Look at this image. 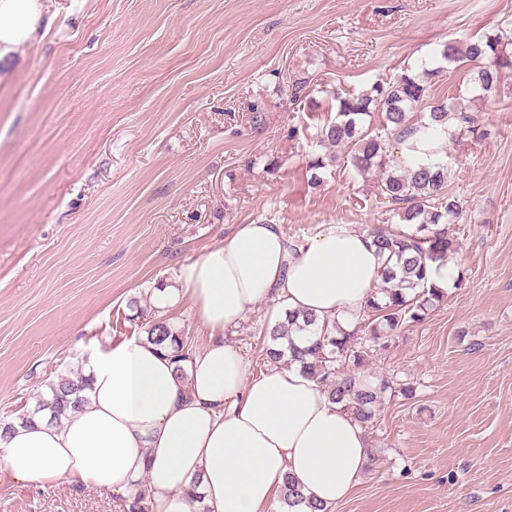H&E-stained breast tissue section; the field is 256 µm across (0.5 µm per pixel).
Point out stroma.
Here are the masks:
<instances>
[{
  "label": "stroma",
  "instance_id": "1",
  "mask_svg": "<svg viewBox=\"0 0 512 512\" xmlns=\"http://www.w3.org/2000/svg\"><path fill=\"white\" fill-rule=\"evenodd\" d=\"M56 21L0 84V423L58 376L139 334L155 304L237 224L293 243L324 224L391 228L375 174L307 155L335 93L419 69L436 45L507 36L512 0H49ZM309 78L308 101L292 99ZM484 137L445 138L457 276L442 303L371 352L409 384L366 428L375 454L333 512H512V71L485 99L445 69ZM263 117L253 125V113ZM264 308L228 338L262 371ZM0 512H116L110 495L14 479Z\"/></svg>",
  "mask_w": 512,
  "mask_h": 512
}]
</instances>
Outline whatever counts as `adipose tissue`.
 Returning <instances> with one entry per match:
<instances>
[{"label":"adipose tissue","mask_w":512,"mask_h":512,"mask_svg":"<svg viewBox=\"0 0 512 512\" xmlns=\"http://www.w3.org/2000/svg\"><path fill=\"white\" fill-rule=\"evenodd\" d=\"M52 21L42 0H0V72ZM382 262L368 232L348 224L323 225L299 244L274 224L237 225L156 303H193L207 342L184 373L144 337L96 353L81 410L15 425L0 437V460L44 487L75 483L125 499L144 485L151 512H267L289 476L304 497L293 512L346 500L369 463L361 424L299 363L254 373L226 333L263 303L273 325L307 311L350 329Z\"/></svg>","instance_id":"adipose-tissue-1"}]
</instances>
